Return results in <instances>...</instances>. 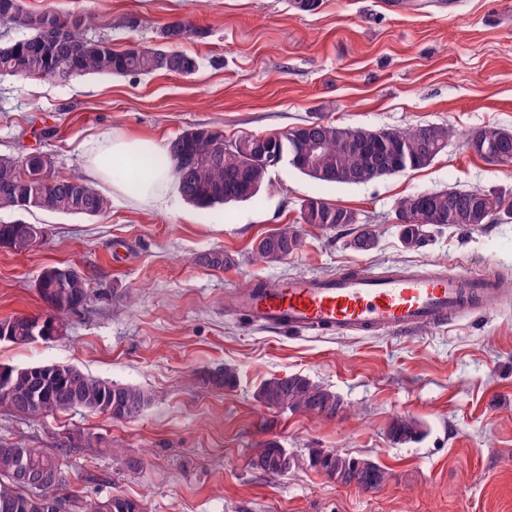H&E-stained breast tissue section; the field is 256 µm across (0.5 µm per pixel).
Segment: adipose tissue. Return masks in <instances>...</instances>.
Instances as JSON below:
<instances>
[{"instance_id": "adipose-tissue-1", "label": "adipose tissue", "mask_w": 512, "mask_h": 512, "mask_svg": "<svg viewBox=\"0 0 512 512\" xmlns=\"http://www.w3.org/2000/svg\"><path fill=\"white\" fill-rule=\"evenodd\" d=\"M89 170L118 195L153 206L165 202L171 182L159 145L127 135L102 136L89 155Z\"/></svg>"}]
</instances>
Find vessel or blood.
Here are the masks:
<instances>
[{
	"mask_svg": "<svg viewBox=\"0 0 512 512\" xmlns=\"http://www.w3.org/2000/svg\"><path fill=\"white\" fill-rule=\"evenodd\" d=\"M497 293L489 274L409 268L384 274L348 270L244 290L236 306L254 323L284 332L327 334L441 327L482 310Z\"/></svg>",
	"mask_w": 512,
	"mask_h": 512,
	"instance_id": "vessel-or-blood-1",
	"label": "vessel or blood"
}]
</instances>
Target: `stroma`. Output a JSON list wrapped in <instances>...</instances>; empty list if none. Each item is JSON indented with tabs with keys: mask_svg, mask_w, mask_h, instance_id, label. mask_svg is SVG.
Listing matches in <instances>:
<instances>
[{
	"mask_svg": "<svg viewBox=\"0 0 512 512\" xmlns=\"http://www.w3.org/2000/svg\"><path fill=\"white\" fill-rule=\"evenodd\" d=\"M24 5L91 13L86 38L116 49L157 44L176 19L206 31L181 45L198 60L190 76L0 79V156L49 153L62 177H86L92 146L111 133L162 146L189 126L232 138L321 117L367 130L449 124L459 136L428 167L367 184H322L282 165L256 200L210 210L174 187L160 210L106 186L102 216L0 210V223L48 230L34 252L0 248V319L45 312L36 282L46 267L73 265L92 283L61 336L0 342V364L71 365L149 396L125 421L82 409L40 419L0 412V437L51 449L77 432L103 437L104 447L68 449L65 493L123 494L144 512H512V219L439 229L418 249L398 233L399 201L419 192L457 187L512 203V167L484 161L461 140L487 124L512 131V0H319L311 12L289 0ZM310 197L357 212L377 234L375 249L357 252L348 234L311 228L298 254L257 261L255 241L299 223ZM215 248L236 265L193 263ZM420 265L488 272L499 297L478 314L406 333L289 334L224 306L228 292L258 280ZM223 367L236 370L234 387L204 382ZM286 373L336 392L346 412L324 419L263 405L260 385ZM397 415L422 422L425 435L391 442ZM271 441L295 456L288 473L250 467ZM314 448L371 459L388 479L369 491L336 483L309 467ZM130 458L140 468L128 469Z\"/></svg>",
	"mask_w": 512,
	"mask_h": 512,
	"instance_id": "stroma-1",
	"label": "stroma"
}]
</instances>
